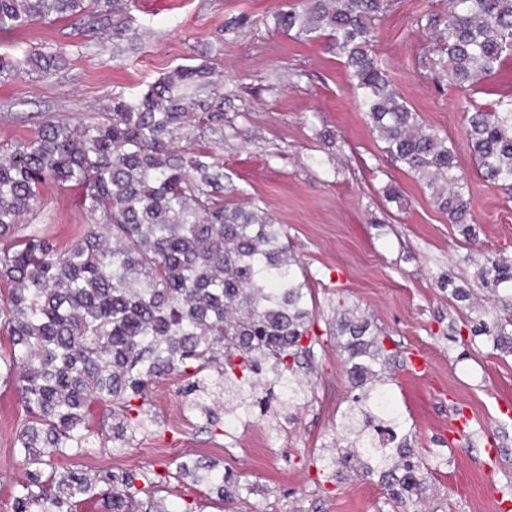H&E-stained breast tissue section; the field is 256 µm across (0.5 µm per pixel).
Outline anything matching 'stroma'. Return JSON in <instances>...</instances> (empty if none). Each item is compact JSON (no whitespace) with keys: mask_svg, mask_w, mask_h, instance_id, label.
<instances>
[{"mask_svg":"<svg viewBox=\"0 0 512 512\" xmlns=\"http://www.w3.org/2000/svg\"><path fill=\"white\" fill-rule=\"evenodd\" d=\"M299 0H112L103 29L57 20L0 33V53L24 59L48 42L65 51L49 74L0 81V143L30 138L44 118L77 124L115 97L141 95L177 66L208 65L224 84V187L282 224L313 294L319 338L302 360L310 386L293 423L268 413L211 426L191 410L175 375L155 381L154 422L126 448L112 441V415L91 409L93 448L53 457L57 472L97 480L128 470L163 477L167 512H393L379 473L313 459L331 454L356 390L336 345V311L356 308L384 336L383 378L426 482L409 512H512V357L500 356L480 324L512 305V292L486 284L482 258L512 259V185L483 179L464 132L458 93L429 68L436 33L423 23L446 0H393L378 28L377 53L423 123L446 135L470 202L463 235L356 107L341 58L322 41L274 26ZM142 34V43L124 30ZM89 219L73 184L43 187L39 208L16 235L32 231L73 244ZM8 336L0 335V512H13L27 469L16 437L29 420L6 378ZM497 455L485 454L487 445ZM215 464L240 488L225 495L188 477L180 462Z\"/></svg>","mask_w":512,"mask_h":512,"instance_id":"obj_1","label":"stroma"}]
</instances>
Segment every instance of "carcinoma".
<instances>
[{
    "instance_id": "carcinoma-1",
    "label": "carcinoma",
    "mask_w": 512,
    "mask_h": 512,
    "mask_svg": "<svg viewBox=\"0 0 512 512\" xmlns=\"http://www.w3.org/2000/svg\"><path fill=\"white\" fill-rule=\"evenodd\" d=\"M110 0H0V31L34 21L98 18ZM391 0H302L278 13L276 25L303 40L323 38L344 59L359 105L390 159L413 172L454 224L468 223L469 200L448 137L423 124L386 73L374 46ZM433 64L448 85L466 91L492 77L512 51V0H448ZM62 48L44 46L24 64L0 56V79L59 67ZM204 66H178L143 95L117 97L73 125L49 119L36 134L0 144V283L8 285L0 324L11 340L9 370L31 420L20 432L28 482L15 512H78L94 497L104 512H143L131 493L137 475L104 480L67 471L43 476L45 458L80 451L93 432L92 403L116 412L113 440L124 444L151 423L143 405L156 379L175 374L194 394L190 406L213 425L210 402L229 394V413H288L308 399L297 375L301 345L314 322L306 281L294 269L288 237L262 210L224 200V93ZM211 87L209 99L196 91ZM210 134L206 150L190 147ZM466 136L483 177L512 184V95L467 116ZM49 181L74 183L90 224L68 249L32 233L4 238L37 208ZM481 274L512 283V260L483 259ZM351 308L338 312L341 351L352 384L363 388L343 415L342 440L368 472L381 471L386 488L422 494L420 467L398 468L407 456L401 417L373 409L385 392L373 366L383 339ZM494 349L512 353V309L488 327ZM197 484L217 486L224 475L199 462L179 465Z\"/></svg>"
}]
</instances>
